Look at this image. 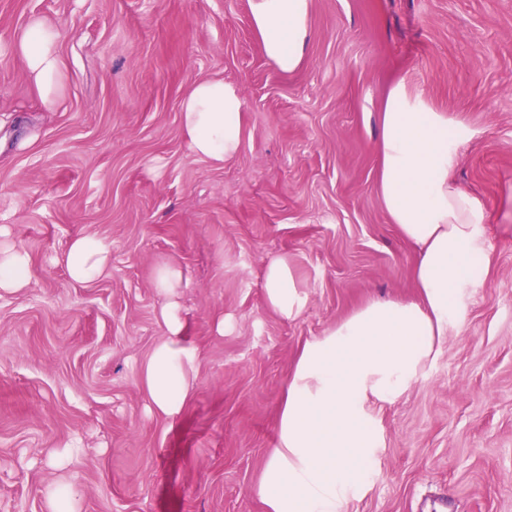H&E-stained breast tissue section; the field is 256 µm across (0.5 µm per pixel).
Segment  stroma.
I'll list each match as a JSON object with an SVG mask.
<instances>
[{"label": "stroma", "mask_w": 512, "mask_h": 512, "mask_svg": "<svg viewBox=\"0 0 512 512\" xmlns=\"http://www.w3.org/2000/svg\"><path fill=\"white\" fill-rule=\"evenodd\" d=\"M60 34L44 104L13 49L31 18ZM243 99L237 155L189 151L196 81ZM404 82L461 131L454 173L493 245L466 321L409 392L376 407L374 470L345 512H512V0H311L302 65L266 59L250 0H0V228L34 278L0 292V506L46 512H266L254 488L306 340L375 299L416 297L414 246L379 189V114ZM92 235L111 267L77 283L59 258ZM287 255L308 301L262 288ZM183 273L196 389L150 411L141 367L165 336L159 266ZM71 448L61 469L51 452ZM262 287L267 304L287 320L296 318L305 305L287 256L268 260L264 265ZM46 511L48 512H75V499L65 484H58L50 488L46 497Z\"/></svg>", "instance_id": "stroma-1"}]
</instances>
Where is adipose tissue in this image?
I'll use <instances>...</instances> for the list:
<instances>
[{"label":"adipose tissue","mask_w":512,"mask_h":512,"mask_svg":"<svg viewBox=\"0 0 512 512\" xmlns=\"http://www.w3.org/2000/svg\"><path fill=\"white\" fill-rule=\"evenodd\" d=\"M311 0H251L252 24L267 60L280 72L303 62ZM59 32L30 20L14 40L29 79L44 104L62 84ZM242 99L220 79L195 82L181 102V125L189 150L223 166L239 151ZM461 140L444 113L405 85L390 92L380 114L379 192L398 233L417 247L412 268L418 300L373 302L322 335L298 355L279 408L275 446L257 495L268 512H345L351 495L365 486L382 432L374 401L394 403L422 375L448 334L467 316V298L487 276L488 215L453 180ZM70 278L90 283L111 263L108 243L73 238L61 256ZM32 280L27 253L0 242V290L18 292ZM179 268L161 267L157 290L166 338L143 364L142 384L158 413L177 415L195 392L196 353L182 342L175 297ZM262 286L268 305L285 319L305 305L287 257L268 260Z\"/></svg>","instance_id":"ef3b65f1"}]
</instances>
